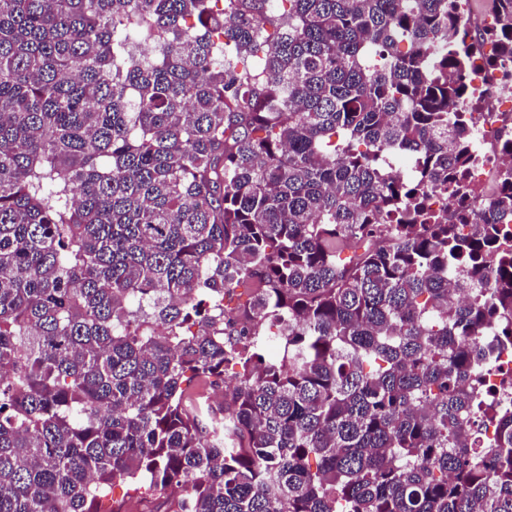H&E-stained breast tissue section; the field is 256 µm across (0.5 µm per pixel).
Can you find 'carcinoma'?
<instances>
[{"mask_svg": "<svg viewBox=\"0 0 512 512\" xmlns=\"http://www.w3.org/2000/svg\"><path fill=\"white\" fill-rule=\"evenodd\" d=\"M460 42L448 0H0V512H512V177L426 206ZM126 492H128V495L125 496V499L129 501L127 505L140 502L151 506L155 510L164 501V496L159 491L150 489L148 485L135 486L128 483H118L114 488L113 496L115 499H121Z\"/></svg>", "mask_w": 512, "mask_h": 512, "instance_id": "obj_1", "label": "carcinoma"}]
</instances>
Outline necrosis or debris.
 Segmentation results:
<instances>
[{
	"mask_svg": "<svg viewBox=\"0 0 512 512\" xmlns=\"http://www.w3.org/2000/svg\"><path fill=\"white\" fill-rule=\"evenodd\" d=\"M454 4L468 44L474 48L473 66L463 73L449 72L451 80H463L466 93L462 109L471 111L475 130L472 161L466 170V198L435 200L447 208L449 223H457L459 208L480 218L503 185V174L512 169V63H494V45L475 0H450Z\"/></svg>",
	"mask_w": 512,
	"mask_h": 512,
	"instance_id": "necrosis-or-debris-1",
	"label": "necrosis or debris"
}]
</instances>
